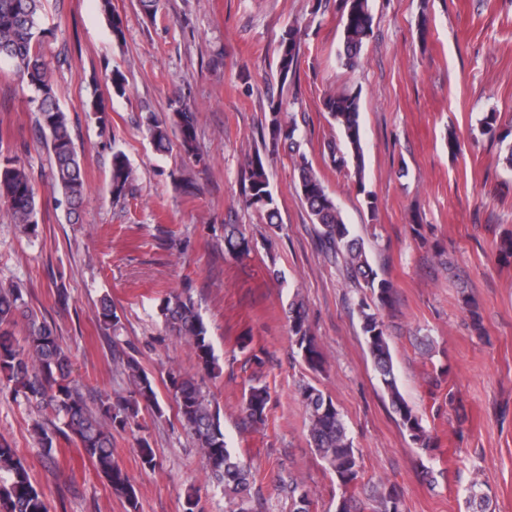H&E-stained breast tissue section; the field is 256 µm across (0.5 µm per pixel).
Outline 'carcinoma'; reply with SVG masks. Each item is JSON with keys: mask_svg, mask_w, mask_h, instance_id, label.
Wrapping results in <instances>:
<instances>
[{"mask_svg": "<svg viewBox=\"0 0 512 512\" xmlns=\"http://www.w3.org/2000/svg\"><path fill=\"white\" fill-rule=\"evenodd\" d=\"M99 2L109 17L113 39L123 41V22L112 13L111 0ZM41 9L42 0H0V61L10 62L31 92L30 103L38 112L39 131L51 158L52 180L66 202L68 221L76 224L81 220L85 200V175L42 51L46 29L42 28ZM342 21L343 42L339 59L345 68L354 69L360 63L363 46L372 32L369 0H344ZM304 37L305 31L294 25L281 34L282 51L278 55L276 76L282 87L294 82ZM110 85L112 96L128 97L129 87L122 72L112 71ZM323 104L341 134L340 143L327 144L328 157L336 167L351 171L354 182L361 188L364 186L365 162L359 97L347 92L329 93ZM281 107L280 101L270 102L271 116L267 126L261 128V139L268 141L274 150L282 145L288 147L293 167L298 171V195L312 223L320 226L322 252L342 263L348 279L363 282L376 297L379 307L389 306L393 296L391 284L379 278L363 240L352 233L312 161L300 151L296 139L298 125L291 114L286 120L281 117ZM170 109L171 115L165 119L152 113L145 117L150 141L156 150L165 152L172 148V138L175 137L184 157L197 160L196 110L178 97L172 100ZM135 182L136 171L127 155L119 149L113 151L112 198L117 202L125 199ZM242 202L259 212L269 227L279 228L278 202L259 155L248 163ZM0 204L9 208L14 222L24 233H36L39 205L30 176L18 160L1 153ZM249 241L251 238L242 225H224V252L227 255L234 258L248 255L251 251ZM358 308L367 350L393 411L411 440L422 448L429 447L427 429L400 392L384 321L367 303L359 302ZM160 312L166 334L190 345L202 370L212 373L219 369L206 325L189 291L169 293L163 299ZM287 318L304 361L314 369L319 367L323 362L322 354L307 323L301 300L288 303ZM97 319L105 329L112 331L113 337H118L121 319L107 295L100 300ZM19 325L24 333L20 339L15 337V328ZM135 353L137 350L134 349L126 358L132 385L129 395L114 401L102 396L92 409L71 380L70 354L59 344L51 325L29 306L22 288H0V375L13 383L14 392L26 404L45 415L44 420H38L32 426L36 443L49 457L59 439L77 441L112 492L125 498L134 509L137 508L135 486L114 458L112 431L138 429L142 408L160 409L153 380ZM169 388L177 415L200 448L211 477L222 486L224 496L240 501L239 512H250L244 504L254 475L250 466L228 448L219 410L212 407L201 383L192 376L171 374ZM299 394L308 418L310 446L342 484L355 482L359 474L358 457L343 416L332 399L316 387L305 385ZM267 403L266 387L252 386L245 397L243 411L253 424L262 425ZM137 454L143 467L155 468L154 450L147 438L138 439ZM288 494L294 512H308V493L303 485L291 482ZM373 501L376 512H403L402 500L394 488L376 492ZM0 512H49L45 492L33 484L17 449L6 442L0 443Z\"/></svg>", "mask_w": 512, "mask_h": 512, "instance_id": "carcinoma-1", "label": "carcinoma"}]
</instances>
